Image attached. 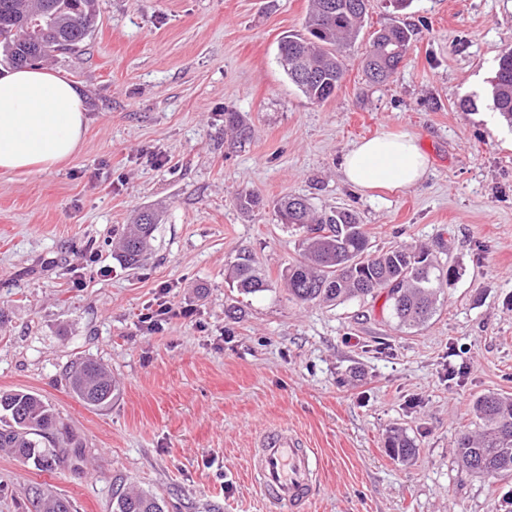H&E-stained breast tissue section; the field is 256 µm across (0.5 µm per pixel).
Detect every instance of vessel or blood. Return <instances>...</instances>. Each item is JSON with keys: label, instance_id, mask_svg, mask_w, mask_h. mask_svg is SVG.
<instances>
[{"label": "vessel or blood", "instance_id": "1", "mask_svg": "<svg viewBox=\"0 0 512 512\" xmlns=\"http://www.w3.org/2000/svg\"><path fill=\"white\" fill-rule=\"evenodd\" d=\"M319 467L316 450L284 426L264 434L251 457L252 479L269 512H303Z\"/></svg>", "mask_w": 512, "mask_h": 512}]
</instances>
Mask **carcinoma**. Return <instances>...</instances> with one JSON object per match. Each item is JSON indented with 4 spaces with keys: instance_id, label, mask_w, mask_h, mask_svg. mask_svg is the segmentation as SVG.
<instances>
[{
    "instance_id": "1",
    "label": "carcinoma",
    "mask_w": 512,
    "mask_h": 512,
    "mask_svg": "<svg viewBox=\"0 0 512 512\" xmlns=\"http://www.w3.org/2000/svg\"><path fill=\"white\" fill-rule=\"evenodd\" d=\"M369 0H311L305 34L286 35L279 59L289 80L308 99L324 102L341 89L347 71L345 49L355 43L368 13ZM97 0H0V66L18 67L46 61L54 52L76 51L90 35L97 18ZM415 31L392 24L374 32L363 68L374 83L388 80L403 63ZM493 110L512 126V47L498 58L492 80ZM283 224L304 233L303 260L283 268L281 280L298 303H337L365 298L382 290L392 300L398 324H424L435 311L439 285L453 271H443L422 247L396 246L371 250L357 215L349 209L318 213L307 199L285 194L274 203ZM155 230L154 215L144 212L126 228L119 241L121 257L135 267L147 254ZM229 279L240 292L268 290L265 274L246 257L230 265ZM69 386L86 405L112 404L118 384L101 364L80 362L69 376ZM482 427L463 432L457 440V460L478 475L512 477V398L497 394L480 397L474 406ZM69 430L39 395L0 391V448L17 458L47 462V448H79ZM393 456L407 460L415 454L413 442L399 434L389 437ZM38 512H70V503L47 494ZM112 512H164L161 499L150 492L121 490L113 494Z\"/></svg>"
}]
</instances>
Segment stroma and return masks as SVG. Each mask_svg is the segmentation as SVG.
I'll return each instance as SVG.
<instances>
[{
    "mask_svg": "<svg viewBox=\"0 0 512 512\" xmlns=\"http://www.w3.org/2000/svg\"><path fill=\"white\" fill-rule=\"evenodd\" d=\"M309 0H98L81 52L46 63L85 95L79 152L47 172L0 173V390L38 394L82 444L53 469L0 451V512H34L36 492L72 512H112L131 486L164 512H266L249 461L288 426L316 449L306 512H512V478L456 461L474 401L512 396V127L490 81L512 46V0H371L336 96L288 79L278 44ZM418 33L397 72L371 82L374 31ZM475 97L478 109L461 102ZM236 115L246 131L228 126ZM413 134L430 161L417 187L366 195L342 179L351 144ZM253 190L265 204L236 205ZM354 211L374 250L427 247L454 275L421 327L396 325L386 295L335 305L291 300L281 269L300 232L271 204ZM158 218L151 253L128 268L125 225ZM249 254L271 290L244 294L227 270ZM166 302L162 327L141 316ZM119 384L109 407L70 389L77 362ZM398 429L415 456L393 459Z\"/></svg>",
    "mask_w": 512,
    "mask_h": 512,
    "instance_id": "35a3bbf8",
    "label": "stroma"
}]
</instances>
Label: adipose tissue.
<instances>
[{
  "label": "adipose tissue",
  "instance_id": "ef3b65f1",
  "mask_svg": "<svg viewBox=\"0 0 512 512\" xmlns=\"http://www.w3.org/2000/svg\"><path fill=\"white\" fill-rule=\"evenodd\" d=\"M86 125L80 88L39 66L0 76V172L50 170L74 156ZM429 160L414 135L383 131L347 151L345 182L370 192L407 190L427 176Z\"/></svg>",
  "mask_w": 512,
  "mask_h": 512
}]
</instances>
